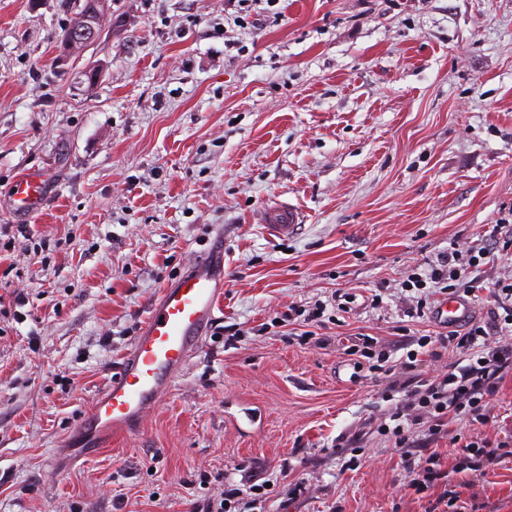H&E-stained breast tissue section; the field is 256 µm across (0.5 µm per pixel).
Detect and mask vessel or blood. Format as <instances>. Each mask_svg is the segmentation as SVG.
I'll use <instances>...</instances> for the list:
<instances>
[{"mask_svg":"<svg viewBox=\"0 0 512 512\" xmlns=\"http://www.w3.org/2000/svg\"><path fill=\"white\" fill-rule=\"evenodd\" d=\"M48 200L46 179L28 173L15 180L11 204L15 212L31 215ZM267 231L276 237L293 234L301 224L295 206L268 207ZM224 250L202 254L175 283L164 288L130 350L118 364L106 390L85 411L78 431L91 447L106 435L133 431L145 412L167 393L178 373L200 349L223 312ZM471 306L459 296L441 298L433 308L438 322L457 326L469 320Z\"/></svg>","mask_w":512,"mask_h":512,"instance_id":"1","label":"vessel or blood"}]
</instances>
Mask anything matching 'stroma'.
<instances>
[{"mask_svg": "<svg viewBox=\"0 0 512 512\" xmlns=\"http://www.w3.org/2000/svg\"><path fill=\"white\" fill-rule=\"evenodd\" d=\"M73 9L0 0V512H191L255 473L277 486L263 512H426L377 426L406 379L455 356L376 376L347 348L362 332L402 359L405 318L370 294L450 242L496 247L512 0H106L59 66ZM30 171L49 200L28 216L9 197ZM279 202L303 216L282 239L262 227ZM219 236L218 325L136 431L85 453L80 416ZM338 291L356 301L322 339L278 325ZM493 414L413 447L449 463L452 438L512 435V376ZM355 435L350 463L335 444ZM457 480L467 505L512 512V460Z\"/></svg>", "mask_w": 512, "mask_h": 512, "instance_id": "stroma-1", "label": "stroma"}]
</instances>
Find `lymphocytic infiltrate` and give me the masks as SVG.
Here are the masks:
<instances>
[{
    "label": "lymphocytic infiltrate",
    "mask_w": 512,
    "mask_h": 512,
    "mask_svg": "<svg viewBox=\"0 0 512 512\" xmlns=\"http://www.w3.org/2000/svg\"><path fill=\"white\" fill-rule=\"evenodd\" d=\"M494 252L480 247H451L436 258L416 265L402 281L395 300L411 318L430 313L436 296L464 294L471 297L483 288L480 278L484 266L495 263ZM494 305L484 319L468 321L464 333L422 336L416 349L406 354L408 362L419 355L433 356L439 349L455 347L460 356L446 375L433 380H418L404 389V396L387 413L381 431L392 432L400 448V464L411 474L415 491L438 489L436 506H454L460 495L450 479L451 473L485 475L512 457V442L503 440L469 442L458 446L451 469H444L437 453L418 454L408 448L413 428H426L429 437L447 432L450 422L466 420L487 423L492 402L508 376L512 375V264L504 268L494 283ZM270 481L248 480L227 488L223 497L207 503L202 512H250L256 502L270 498Z\"/></svg>",
    "instance_id": "lymphocytic-infiltrate-1"
}]
</instances>
